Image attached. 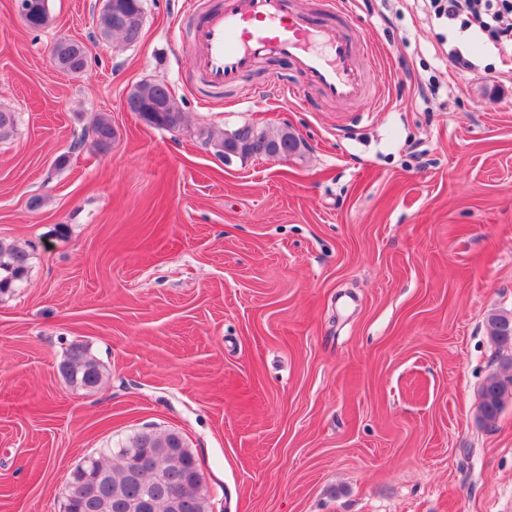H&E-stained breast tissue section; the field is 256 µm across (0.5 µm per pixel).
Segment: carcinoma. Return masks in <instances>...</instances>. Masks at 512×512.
Masks as SVG:
<instances>
[{"mask_svg":"<svg viewBox=\"0 0 512 512\" xmlns=\"http://www.w3.org/2000/svg\"><path fill=\"white\" fill-rule=\"evenodd\" d=\"M31 2L35 7L26 15V22L34 29L42 28L49 22L48 0ZM55 60L61 70L79 74L88 65L86 47L78 41L65 44L56 52ZM165 90L167 87L159 82L143 83L133 94L151 102ZM183 123V112L171 94L168 111L156 113L154 127L175 130ZM92 133L97 147H110L115 137L112 120L104 115L96 117ZM232 133L240 142L241 158L262 157L277 142L293 149L299 145V138L288 126L267 133L243 124ZM200 135L220 158L225 156L224 144L235 147V143L226 140L224 132L216 135L202 130ZM29 261L27 250L0 243V293L24 280ZM487 328L496 343L512 344V315L490 314ZM61 373L65 384L75 392H86L90 385L98 387L104 378L100 363L80 344L71 347ZM509 401H512V375L490 379L482 389L478 406L483 425L489 429L495 427ZM145 491L155 512H209V500L199 482L197 460L180 432L140 431L117 451L105 448L98 456L83 461L70 475L64 509L65 512H142L138 502Z\"/></svg>","mask_w":512,"mask_h":512,"instance_id":"carcinoma-1","label":"carcinoma"}]
</instances>
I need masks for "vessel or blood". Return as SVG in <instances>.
Wrapping results in <instances>:
<instances>
[{"label": "vessel or blood", "mask_w": 512, "mask_h": 512, "mask_svg": "<svg viewBox=\"0 0 512 512\" xmlns=\"http://www.w3.org/2000/svg\"><path fill=\"white\" fill-rule=\"evenodd\" d=\"M347 0L313 13L288 0H219L194 29L195 64L212 90L235 87L257 63L290 62L324 98L355 102L367 93L362 39L349 28Z\"/></svg>", "instance_id": "obj_1"}]
</instances>
